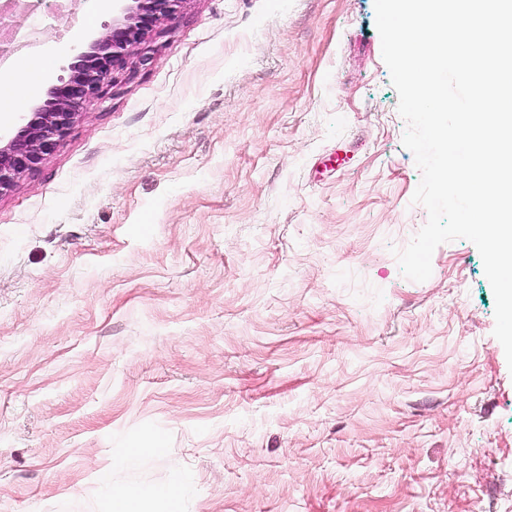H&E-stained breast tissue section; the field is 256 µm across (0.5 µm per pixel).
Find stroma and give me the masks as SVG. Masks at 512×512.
Instances as JSON below:
<instances>
[{"instance_id":"1","label":"stroma","mask_w":512,"mask_h":512,"mask_svg":"<svg viewBox=\"0 0 512 512\" xmlns=\"http://www.w3.org/2000/svg\"><path fill=\"white\" fill-rule=\"evenodd\" d=\"M0 15L43 104L111 24ZM374 0H188L0 193V512H512V369L476 247L427 220ZM349 161L337 166V153ZM161 440L165 455L124 466ZM184 493L180 483H172L159 490H140L125 487L109 489V499L113 512H144L148 501L155 500L165 504V512H178L179 502Z\"/></svg>"}]
</instances>
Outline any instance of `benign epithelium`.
I'll list each match as a JSON object with an SVG mask.
<instances>
[{
	"label": "benign epithelium",
	"mask_w": 512,
	"mask_h": 512,
	"mask_svg": "<svg viewBox=\"0 0 512 512\" xmlns=\"http://www.w3.org/2000/svg\"><path fill=\"white\" fill-rule=\"evenodd\" d=\"M186 0H124L118 16L81 49L68 79L53 86L47 100L28 113L12 138L0 144V193L36 170L63 141L80 114L103 92L114 73L143 49L149 36L177 15Z\"/></svg>",
	"instance_id": "7a95c632"
}]
</instances>
